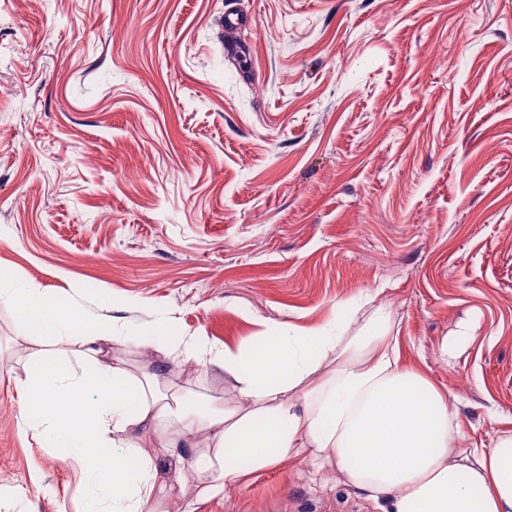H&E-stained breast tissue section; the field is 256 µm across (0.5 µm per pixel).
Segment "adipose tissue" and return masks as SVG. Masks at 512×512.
I'll list each match as a JSON object with an SVG mask.
<instances>
[{
	"label": "adipose tissue",
	"mask_w": 512,
	"mask_h": 512,
	"mask_svg": "<svg viewBox=\"0 0 512 512\" xmlns=\"http://www.w3.org/2000/svg\"><path fill=\"white\" fill-rule=\"evenodd\" d=\"M0 304L23 327L33 369L18 380L22 431L70 449L88 493L85 512H184L308 452L381 512H512V431L468 448L447 398L401 360L391 316L375 308L356 335L335 323L219 348L151 324L133 336L0 270ZM153 345L156 362L129 373L115 352ZM231 380L235 404L190 410L166 365L182 357ZM192 461L158 478L157 450Z\"/></svg>",
	"instance_id": "1"
}]
</instances>
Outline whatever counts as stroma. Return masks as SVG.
<instances>
[{"mask_svg":"<svg viewBox=\"0 0 512 512\" xmlns=\"http://www.w3.org/2000/svg\"><path fill=\"white\" fill-rule=\"evenodd\" d=\"M0 267L216 346L372 299L489 444L512 430V0H0ZM22 332L0 306V512H81L78 465L18 426ZM257 505L376 512L302 456L206 512Z\"/></svg>","mask_w":512,"mask_h":512,"instance_id":"1","label":"stroma"}]
</instances>
